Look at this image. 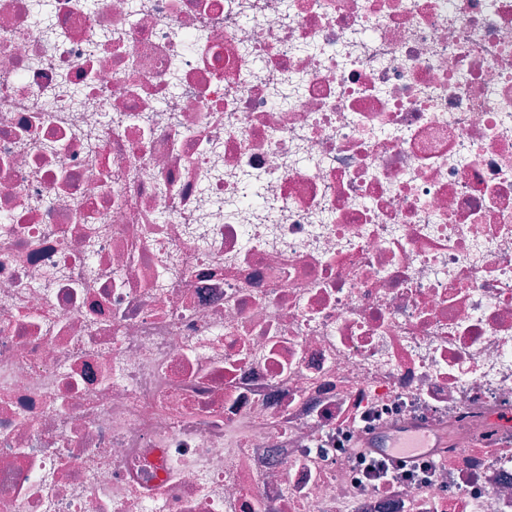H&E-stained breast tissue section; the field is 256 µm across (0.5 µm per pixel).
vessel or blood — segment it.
I'll list each match as a JSON object with an SVG mask.
<instances>
[{
  "mask_svg": "<svg viewBox=\"0 0 512 512\" xmlns=\"http://www.w3.org/2000/svg\"><path fill=\"white\" fill-rule=\"evenodd\" d=\"M448 445L447 428L430 422H413L376 430L362 446L369 453L391 454L393 449H409L411 455L431 457Z\"/></svg>",
  "mask_w": 512,
  "mask_h": 512,
  "instance_id": "obj_1",
  "label": "vessel or blood"
}]
</instances>
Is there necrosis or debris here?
Here are the masks:
<instances>
[{"label": "necrosis or debris", "mask_w": 512, "mask_h": 512, "mask_svg": "<svg viewBox=\"0 0 512 512\" xmlns=\"http://www.w3.org/2000/svg\"><path fill=\"white\" fill-rule=\"evenodd\" d=\"M511 416L512 0H0V512H512ZM448 446V428L430 422H413L380 428L360 444L367 453L390 455L393 448H410L406 457H437Z\"/></svg>", "instance_id": "necrosis-or-debris-1"}]
</instances>
